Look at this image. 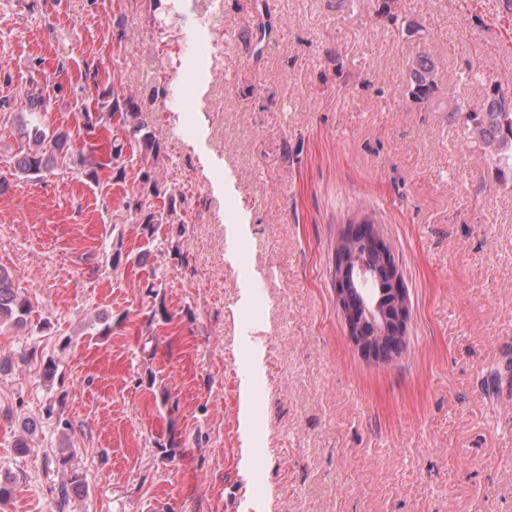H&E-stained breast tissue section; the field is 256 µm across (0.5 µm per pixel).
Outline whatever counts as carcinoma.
Masks as SVG:
<instances>
[{
    "label": "carcinoma",
    "instance_id": "obj_1",
    "mask_svg": "<svg viewBox=\"0 0 512 512\" xmlns=\"http://www.w3.org/2000/svg\"><path fill=\"white\" fill-rule=\"evenodd\" d=\"M412 97L428 102L437 89V68L432 51L424 46L408 59ZM127 74L138 75L133 82H122L125 88L136 91L139 98L122 97L115 91H102L95 102V109L79 108L83 124L90 131L105 130L111 136L108 159L97 155L94 147L84 146L78 151L64 148L67 134L51 130L42 120L46 109L43 90L26 93L25 104L29 108L27 130L30 143L20 150L18 171L26 177H39L49 163L61 162L67 169L79 170L86 177L98 180L103 169H115L128 160L139 167L138 191L125 207L140 216L142 234L151 238L161 224L174 223L177 214L176 197L169 193L167 183L159 178L158 164L165 155V144L156 135L159 100L167 96L162 85L161 71L148 62L137 63L127 69ZM448 118L463 119L474 139L483 148V161L494 173L498 183L512 185V100L503 96L495 86L484 101L471 106L464 100L455 99L448 107ZM128 159H123V155ZM157 200L158 206H143V202ZM367 230H359L346 239L345 257L355 255L375 272L381 273L382 288H388V276L381 254L366 243ZM31 313L30 301L15 288L12 277L0 269V323L8 321L16 326L26 323ZM84 487L83 478L71 474L68 483L58 488L59 503L69 500L70 492Z\"/></svg>",
    "mask_w": 512,
    "mask_h": 512
}]
</instances>
